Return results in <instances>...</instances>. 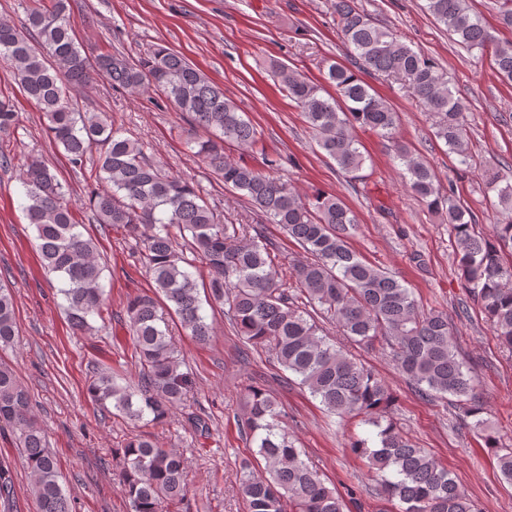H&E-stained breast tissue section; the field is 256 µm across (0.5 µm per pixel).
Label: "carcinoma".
<instances>
[{
    "instance_id": "1",
    "label": "carcinoma",
    "mask_w": 512,
    "mask_h": 512,
    "mask_svg": "<svg viewBox=\"0 0 512 512\" xmlns=\"http://www.w3.org/2000/svg\"><path fill=\"white\" fill-rule=\"evenodd\" d=\"M424 9L469 51H491L497 75L512 82V40L497 41L470 9L469 0H424ZM344 44L357 64L335 62L327 79L336 95L288 65L275 62L272 76L301 109L322 150L344 172L359 170L365 157L352 128L359 126L392 143L407 185L428 210L448 215L463 287L481 304L500 343L512 350V261L501 247L512 245V219L494 225L499 245L475 231L476 220L443 190L434 170L397 140L398 114L361 74L391 77L430 115L435 136L461 165L475 164L460 99L447 73L431 58L378 25L355 0H331ZM0 63L39 107L54 143L75 166L97 158L90 206L99 224L119 226L140 240V261L154 291L126 306L129 334L139 362L136 385L121 384L110 371H97L88 392L111 414L136 422L162 423L191 389L165 316L178 318L185 332L204 344L212 336L204 305L227 307L226 315L244 344L272 357L278 369L295 377L330 413L361 418L371 435L351 441L353 453L367 460L382 493L401 504V512H479L446 468L414 444L390 417L394 395L360 359L331 341L317 318L336 325L350 343L389 350L400 372L421 393L455 398L471 427L486 420L475 395V378L460 357L448 315L419 309L411 289L390 271L365 261L349 243L357 229L355 212L329 193L302 196L275 175L278 160L262 154L261 165L235 162L225 153L233 145L252 151L257 130L224 89L172 49L159 45L137 60L122 55L91 57L72 32L66 0L48 9L33 6L22 31L0 21ZM104 75L112 87L140 94H162L207 137L190 139L188 148L239 193L268 224L280 225L305 253L291 268V282L280 278L271 244L250 235L248 224H228L206 199L205 190L149 162L141 143L113 128L106 117L85 112L79 99ZM19 123L13 105L0 99V133ZM485 179L495 191L494 205L512 214V183L497 173ZM22 210L33 227L42 268L56 275L73 331L92 330L103 318L104 267L97 247L73 222L67 190L58 175L32 157L20 174ZM180 236H175L172 229ZM183 242H178L177 238ZM206 265L209 279L194 272ZM17 333L13 295L0 284V347ZM0 423L10 425L33 477L38 512H73L60 484L57 459L43 428L34 420L28 391L12 368L0 361ZM241 430L257 448L261 469L244 463L238 489L248 512H343L336 489L296 448L276 398L257 384L244 388ZM501 475L512 482V448L487 437ZM119 458V483L131 512H165L188 494L183 455L150 435L132 431ZM8 468L0 464V512H12Z\"/></svg>"
}]
</instances>
